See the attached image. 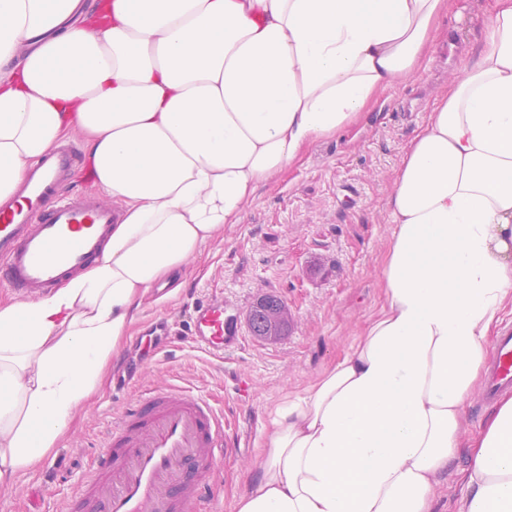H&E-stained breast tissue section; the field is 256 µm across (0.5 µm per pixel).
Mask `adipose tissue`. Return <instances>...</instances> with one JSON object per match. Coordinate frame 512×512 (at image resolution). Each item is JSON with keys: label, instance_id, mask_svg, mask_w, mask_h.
<instances>
[{"label": "adipose tissue", "instance_id": "obj_1", "mask_svg": "<svg viewBox=\"0 0 512 512\" xmlns=\"http://www.w3.org/2000/svg\"><path fill=\"white\" fill-rule=\"evenodd\" d=\"M0 0V203L69 132L121 209L101 257L0 302V495L56 447L146 293L259 185L416 72L450 0ZM386 304L278 406L237 512H431L470 448L462 512H512V395L461 424L512 304V0L412 139L389 200Z\"/></svg>", "mask_w": 512, "mask_h": 512}]
</instances>
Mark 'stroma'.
Instances as JSON below:
<instances>
[{
  "instance_id": "35a3bbf8",
  "label": "stroma",
  "mask_w": 512,
  "mask_h": 512,
  "mask_svg": "<svg viewBox=\"0 0 512 512\" xmlns=\"http://www.w3.org/2000/svg\"><path fill=\"white\" fill-rule=\"evenodd\" d=\"M492 0H454L435 47L419 73L380 92L366 114L335 137L311 144L302 157L261 186L241 223L225 228L181 268L180 288L150 289L111 369L133 364L123 391L106 379L59 443L0 496V512H62L87 478L113 416L150 387L193 389L224 411L238 443L216 492V512H237L257 472L258 446L272 408L299 393L355 344L384 304L382 260L395 226L388 207L402 157L448 92L449 76L473 60ZM219 294L240 331L238 345L217 358L192 343L196 304ZM278 295L292 315L287 336L263 341L247 322L251 306ZM167 323L171 343L147 360L149 330ZM460 449L434 486L432 512H460L466 496Z\"/></svg>"
}]
</instances>
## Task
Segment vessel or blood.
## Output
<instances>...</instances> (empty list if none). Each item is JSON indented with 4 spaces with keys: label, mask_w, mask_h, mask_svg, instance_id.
Returning a JSON list of instances; mask_svg holds the SVG:
<instances>
[{
    "label": "vessel or blood",
    "mask_w": 512,
    "mask_h": 512,
    "mask_svg": "<svg viewBox=\"0 0 512 512\" xmlns=\"http://www.w3.org/2000/svg\"><path fill=\"white\" fill-rule=\"evenodd\" d=\"M77 162L74 146L56 148L30 170L21 201L0 206V287L25 299L43 296L100 257L118 210L92 195L63 193ZM193 334L219 358L237 345L223 297L196 308ZM484 370V400L512 392V328L501 332ZM235 446L223 412L208 399L156 388L115 418L64 512H211L216 473Z\"/></svg>",
    "instance_id": "b4317fda"
}]
</instances>
